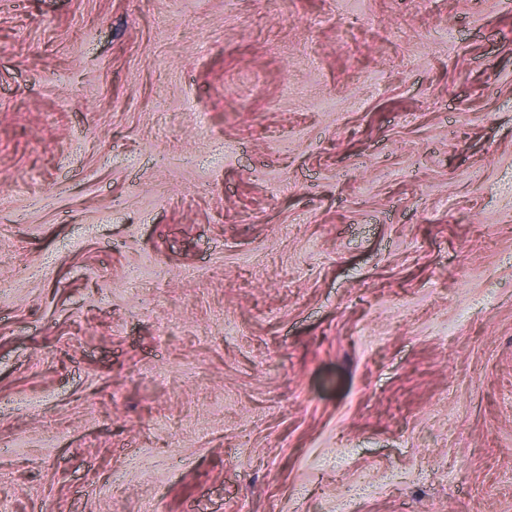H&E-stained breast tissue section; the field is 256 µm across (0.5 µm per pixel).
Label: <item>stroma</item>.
Wrapping results in <instances>:
<instances>
[{"label":"stroma","instance_id":"stroma-1","mask_svg":"<svg viewBox=\"0 0 512 512\" xmlns=\"http://www.w3.org/2000/svg\"><path fill=\"white\" fill-rule=\"evenodd\" d=\"M169 3L0 0V512H512V0Z\"/></svg>","mask_w":512,"mask_h":512}]
</instances>
